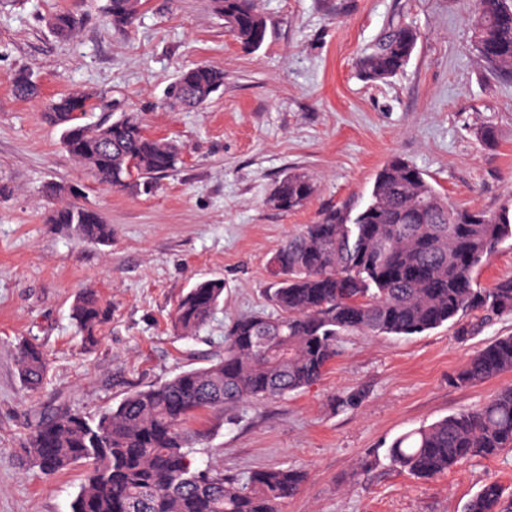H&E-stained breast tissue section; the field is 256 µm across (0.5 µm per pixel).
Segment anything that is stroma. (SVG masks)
<instances>
[{"instance_id": "1", "label": "stroma", "mask_w": 512, "mask_h": 512, "mask_svg": "<svg viewBox=\"0 0 512 512\" xmlns=\"http://www.w3.org/2000/svg\"><path fill=\"white\" fill-rule=\"evenodd\" d=\"M104 4L0 0V512H71L83 481L79 466L47 476L26 463L23 441L39 411L93 414L222 357L234 319L271 313L267 262L283 240L330 209H362L387 160L412 163L457 205L493 211L512 198V79L488 74L472 48L474 0H256L267 24L256 51L229 34L211 0H145L121 29ZM61 11L80 20L67 40L47 25ZM401 23L419 33L409 63L387 81L364 80L359 57ZM197 62L223 68V92L198 109L170 107L171 86ZM21 69L37 76L38 98L14 94ZM72 92L90 94L96 115L136 112L149 134L177 140L178 170L149 190H117L78 166L40 117L45 102ZM486 126L489 143L479 135ZM288 168L316 192L282 212L264 199ZM58 186L111 224V245L48 223ZM211 275L224 280L223 305L196 336H177L175 304ZM87 288L112 308L89 351L69 318ZM472 318L481 328L471 336L444 325L408 338L341 337L315 385L249 403L231 425L221 410L193 420L197 465L234 476L303 470L281 512H463L489 481L511 496L512 450L425 483L385 456L399 436L512 385V373L453 383L477 350L512 334V315ZM25 340L49 363L35 392L18 375ZM358 390L360 406L339 405ZM375 450L378 463L357 475Z\"/></svg>"}]
</instances>
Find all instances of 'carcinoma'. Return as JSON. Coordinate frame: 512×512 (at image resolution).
Wrapping results in <instances>:
<instances>
[{"mask_svg": "<svg viewBox=\"0 0 512 512\" xmlns=\"http://www.w3.org/2000/svg\"><path fill=\"white\" fill-rule=\"evenodd\" d=\"M142 0H106L114 27L135 20ZM229 32L257 50L267 33L254 0H212ZM59 37L73 36L74 14L50 21ZM419 39L409 25L392 28L358 67L368 81H384L408 63ZM474 43L488 73L512 77V0H475ZM22 98L38 92L34 74L13 78ZM224 87V70L199 63L180 73L171 89L184 108L194 109ZM92 98L69 93L50 101L42 118L60 128L67 153L114 188L149 184L177 168L183 147L149 135L135 112L89 120ZM315 184L290 169L275 182L266 204L288 212L303 207ZM52 224L75 225L79 237L112 243V225L96 212L72 203L55 208ZM512 239V200L495 211L461 207L411 163L392 158L375 175L368 204L356 214L333 209L286 238L268 261L272 314L235 319L224 334V357L172 379L136 390L94 416L58 409L43 414L29 430L25 458L51 475L81 464L86 473L71 512H279L297 494L305 474L288 467L226 476L217 466H196L194 433L188 423L210 410H231L248 401L283 397L324 376L347 334L411 336L460 324L470 311L512 314V277L490 288L477 286L487 257ZM224 302V280L200 281L177 301L171 323L179 336L193 337ZM110 311L92 291L80 294L70 319L85 343L98 342ZM48 363L41 347L20 344L18 374L34 390ZM512 372V335L476 351L454 382L460 387ZM512 450V386L496 391L476 408L463 410L399 437L387 450L390 465L430 480L462 461ZM464 512H512L501 486H482Z\"/></svg>", "mask_w": 512, "mask_h": 512, "instance_id": "1", "label": "carcinoma"}]
</instances>
